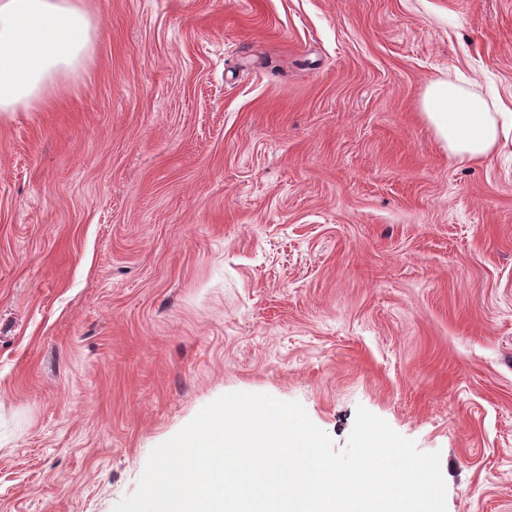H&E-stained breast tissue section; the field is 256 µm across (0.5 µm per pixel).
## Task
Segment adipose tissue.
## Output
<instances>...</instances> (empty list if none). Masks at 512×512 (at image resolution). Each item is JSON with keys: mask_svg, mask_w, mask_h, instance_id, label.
Returning <instances> with one entry per match:
<instances>
[{"mask_svg": "<svg viewBox=\"0 0 512 512\" xmlns=\"http://www.w3.org/2000/svg\"><path fill=\"white\" fill-rule=\"evenodd\" d=\"M98 35L91 0H0V115L60 100L69 82L87 72ZM421 114L461 164L512 144V107L449 79L426 85Z\"/></svg>", "mask_w": 512, "mask_h": 512, "instance_id": "obj_1", "label": "adipose tissue"}]
</instances>
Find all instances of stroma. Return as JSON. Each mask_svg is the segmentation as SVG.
I'll return each instance as SVG.
<instances>
[{
  "instance_id": "35a3bbf8",
  "label": "stroma",
  "mask_w": 512,
  "mask_h": 512,
  "mask_svg": "<svg viewBox=\"0 0 512 512\" xmlns=\"http://www.w3.org/2000/svg\"><path fill=\"white\" fill-rule=\"evenodd\" d=\"M93 3L89 73L0 118V512H113L230 392L512 512V155L420 114L512 98V0ZM421 114L448 156L461 164L484 160L512 144V107L449 79L435 78L426 85Z\"/></svg>"
}]
</instances>
